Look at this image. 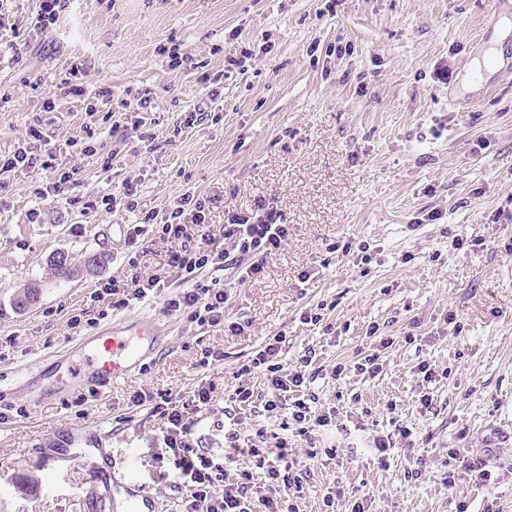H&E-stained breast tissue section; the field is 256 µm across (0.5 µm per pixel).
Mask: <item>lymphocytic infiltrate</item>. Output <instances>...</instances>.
Returning <instances> with one entry per match:
<instances>
[{
	"mask_svg": "<svg viewBox=\"0 0 512 512\" xmlns=\"http://www.w3.org/2000/svg\"><path fill=\"white\" fill-rule=\"evenodd\" d=\"M87 65L83 60L71 61L60 80L66 94L77 97L87 114L111 112L112 89L109 86L88 87ZM49 137L42 119H34L13 151L0 154V175L24 170H44L53 173L52 188L62 194L65 188L77 184L79 169L64 166L47 150ZM211 203L210 197L182 194L173 207L161 211H143L138 203V183H122L118 193L85 196V212H112L116 205L134 214L135 222L127 232L128 246L141 245L144 236L157 234L171 243L169 266L188 286L174 295L164 297V313L186 318L200 327L228 325L237 331V324L227 323L225 305L231 287L260 277L269 258L288 242L289 228L276 211L255 217H229L220 234L204 233L199 243H191L188 225L203 224ZM209 268L208 277H199L202 268ZM284 336H273L246 363L233 373L235 384L227 392L224 409V456L215 458L194 437L196 416L212 403L213 385L199 379L186 393L169 390L133 391L132 405H149L153 413L163 416L162 432L165 451L159 456V476L168 480L182 493L184 512H252L253 501H262L265 512H299L298 501L303 494L304 471L298 460L288 457V438L296 436L306 441L308 456L318 451L314 441L320 429L332 423V412L313 410L302 393L308 379L307 371L315 361L314 350H305L294 362L283 360ZM261 384H254V377ZM264 408L279 419L283 437L273 438L267 429L256 428L241 434L239 427L246 411ZM334 456V449L322 451ZM252 457L263 471L255 478L253 471L238 468L242 457ZM235 465L227 473V465Z\"/></svg>",
	"mask_w": 512,
	"mask_h": 512,
	"instance_id": "obj_1",
	"label": "lymphocytic infiltrate"
}]
</instances>
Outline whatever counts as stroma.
Returning a JSON list of instances; mask_svg holds the SVG:
<instances>
[{
	"label": "stroma",
	"mask_w": 512,
	"mask_h": 512,
	"mask_svg": "<svg viewBox=\"0 0 512 512\" xmlns=\"http://www.w3.org/2000/svg\"><path fill=\"white\" fill-rule=\"evenodd\" d=\"M488 9V0H337L330 11L323 0H76L21 56L10 48L13 32L0 31V89L9 95L0 100V152L13 150L38 115L59 163L80 169L79 186L59 197L43 196L52 181L43 170L0 182V512H117L136 484L150 492L151 512H181V493L157 475L164 423L131 405L130 395L186 392L207 377L215 410L196 433L222 456L232 373L281 333L287 360L316 350L319 373L307 391L317 409L336 411V427L319 436L336 457L306 460L302 512H319L331 487L345 492L335 510L346 512L347 497L365 484L381 490L370 512H456L461 503L469 512H512V221L494 218L512 197V29L488 28ZM174 44L194 68L161 67L159 48ZM341 46L348 54L338 55ZM492 48L500 63L490 87L468 84ZM244 51L252 55L244 67L226 68ZM76 57L87 64L88 84L111 85L113 106L153 92L148 123L128 134L119 157L111 155L110 120L87 117L79 101L40 110ZM219 71L217 120L174 135L179 113L206 95L203 75ZM88 134L98 152L78 155L73 142ZM128 178L139 179L144 210L165 209L186 192L213 198L214 232L262 206L281 214L287 246L263 276L231 290L226 315L241 332L191 325L163 313L157 298L123 312L91 299L109 282L130 287L135 274L164 281L172 295L185 286L168 265L170 243L158 238L140 255L117 238L108 263L85 270L105 225L135 217L121 208L87 214L80 199ZM459 235L467 247L455 248ZM362 242L372 257L363 271L346 250ZM60 251L74 268L66 280L49 266ZM33 283L37 301L17 308L15 298ZM322 302L323 322L303 323L302 313ZM127 316L162 330L132 378L105 396L80 388L32 409L27 373ZM374 325L393 340L381 372L332 378ZM408 335L414 343H405ZM208 352L222 361L200 367ZM423 361L441 377L422 382L414 368ZM423 391L433 399L426 411L417 403ZM396 421L426 461L419 479L405 480L403 450L393 451L388 468L377 463L373 440ZM64 425L108 435L113 461L131 462L105 500L87 494L95 449L62 460ZM481 448L492 451L494 484L446 486L456 466L449 451Z\"/></svg>",
	"instance_id": "35a3bbf8"
}]
</instances>
